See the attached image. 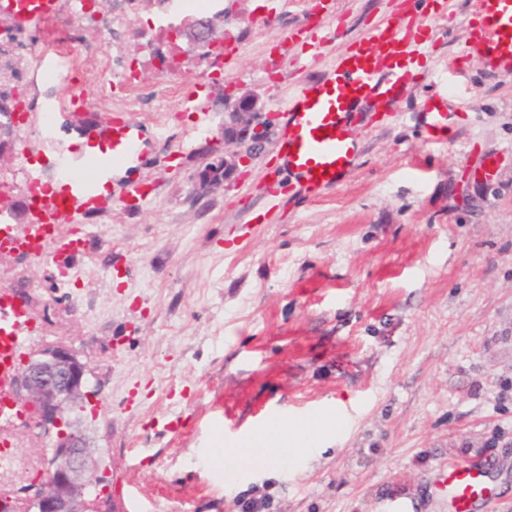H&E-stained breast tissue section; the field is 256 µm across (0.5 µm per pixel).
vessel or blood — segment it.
Wrapping results in <instances>:
<instances>
[{"label":"vessel or blood","mask_w":512,"mask_h":512,"mask_svg":"<svg viewBox=\"0 0 512 512\" xmlns=\"http://www.w3.org/2000/svg\"><path fill=\"white\" fill-rule=\"evenodd\" d=\"M401 15L372 29L342 51L319 78L304 83L280 103V131L274 152L282 168L297 177L289 193L317 197L333 190L351 172L361 153L354 134L355 123L371 124L374 115L358 112L360 103L371 101L392 113L416 72L413 57L418 51L413 20L430 17L446 20V0H403ZM59 0H0L23 24L44 20L58 12ZM470 15L479 23L470 27L467 39L489 64L512 63V0H469ZM454 93L439 97L427 108L426 143H448L452 136L450 109ZM144 153L139 129L123 118L112 124V158L133 162ZM80 193H44L23 231L0 225V246L11 244L33 260L67 275L69 258L85 251V237L60 232L61 225L73 223L82 210L97 207L98 197L91 179L75 177ZM24 308L9 289H0V393L7 391L17 373V358L29 338ZM490 464L472 460L453 464L443 473L438 494L447 499L452 512H474L490 489Z\"/></svg>","instance_id":"vessel-or-blood-1"}]
</instances>
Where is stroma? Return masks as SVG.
Returning a JSON list of instances; mask_svg holds the SVG:
<instances>
[{
	"instance_id": "1",
	"label": "stroma",
	"mask_w": 512,
	"mask_h": 512,
	"mask_svg": "<svg viewBox=\"0 0 512 512\" xmlns=\"http://www.w3.org/2000/svg\"><path fill=\"white\" fill-rule=\"evenodd\" d=\"M400 0H211L229 50L201 56L181 26L182 67L142 70L140 88L107 91L158 15L180 24L179 0H134L100 47L98 26L53 62L28 46L55 40L54 21L19 28L0 10L12 47V92L38 95L25 144L0 139L10 222L30 220L32 168L56 166L40 130H54L73 167L111 132L115 116L142 130V161L103 172L97 210L64 232H93L67 278L0 255V288L28 293L30 351L63 344L86 366L91 392L73 417L99 450L105 493L118 512H236L235 496L268 495L269 512H448L435 486L444 466L494 460L479 512H512V70L464 54L468 0H447L448 21L418 36V75L394 116L358 126L357 167L318 198L269 196L287 181L271 150L229 182L201 189L197 174L223 158L228 102L254 97L277 113L282 97L318 77ZM342 17L335 37L296 30ZM457 71L464 120L446 147L425 144L424 100ZM65 75L44 90L46 71ZM206 98L185 99L198 83ZM82 105L58 111L69 84ZM143 185L141 208L123 205ZM329 412L340 438L302 461L266 465L262 432L280 420ZM251 447L241 470L204 466L216 445Z\"/></svg>"
}]
</instances>
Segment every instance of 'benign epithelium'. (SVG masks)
<instances>
[{
    "instance_id": "1",
    "label": "benign epithelium",
    "mask_w": 512,
    "mask_h": 512,
    "mask_svg": "<svg viewBox=\"0 0 512 512\" xmlns=\"http://www.w3.org/2000/svg\"><path fill=\"white\" fill-rule=\"evenodd\" d=\"M227 124L236 134L233 150L224 156L228 176L251 160L268 139L272 118L257 101L241 110L233 107ZM86 368L69 348L53 346L32 354L15 382L14 395L36 414L35 427L57 429L51 469L41 487L20 495L0 488V512H102L105 501L93 490L104 482L95 450L85 433L65 421V407L83 402Z\"/></svg>"
}]
</instances>
